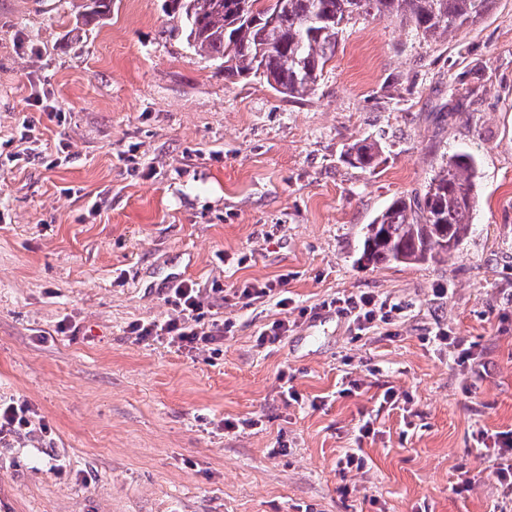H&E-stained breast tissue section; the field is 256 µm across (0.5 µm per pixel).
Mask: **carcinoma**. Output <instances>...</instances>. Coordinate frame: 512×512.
Here are the masks:
<instances>
[{
	"label": "carcinoma",
	"mask_w": 512,
	"mask_h": 512,
	"mask_svg": "<svg viewBox=\"0 0 512 512\" xmlns=\"http://www.w3.org/2000/svg\"><path fill=\"white\" fill-rule=\"evenodd\" d=\"M493 0H171L186 41L220 63L224 79L261 77L277 93L302 99L336 55L342 27L357 19L394 20L423 39L447 38L477 22ZM380 146L358 141L348 161L376 166ZM474 160L448 158L420 197L394 198L366 225L360 259L372 264L432 261L471 230Z\"/></svg>",
	"instance_id": "obj_1"
}]
</instances>
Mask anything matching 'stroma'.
I'll return each mask as SVG.
<instances>
[{
	"label": "stroma",
	"mask_w": 512,
	"mask_h": 512,
	"mask_svg": "<svg viewBox=\"0 0 512 512\" xmlns=\"http://www.w3.org/2000/svg\"><path fill=\"white\" fill-rule=\"evenodd\" d=\"M168 4L0 0V398L50 429L0 446V512H512L477 440L512 429V0L439 43L349 24L301 100L225 81ZM363 139L370 170L343 158ZM455 153L476 160L458 249L361 262L365 224ZM283 275L284 307L213 292ZM173 281L232 336L130 335L174 317ZM362 293L405 310L361 330L324 305Z\"/></svg>",
	"instance_id": "35a3bbf8"
}]
</instances>
